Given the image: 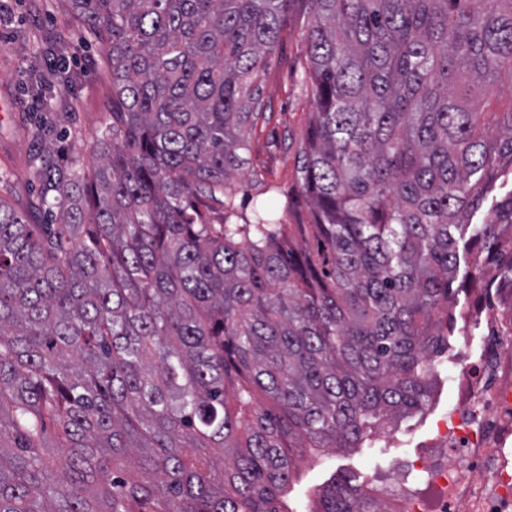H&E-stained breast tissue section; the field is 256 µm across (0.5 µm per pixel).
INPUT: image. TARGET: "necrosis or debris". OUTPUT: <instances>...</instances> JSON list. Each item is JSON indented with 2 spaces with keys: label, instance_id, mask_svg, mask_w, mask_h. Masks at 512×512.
I'll return each mask as SVG.
<instances>
[{
  "label": "necrosis or debris",
  "instance_id": "necrosis-or-debris-1",
  "mask_svg": "<svg viewBox=\"0 0 512 512\" xmlns=\"http://www.w3.org/2000/svg\"><path fill=\"white\" fill-rule=\"evenodd\" d=\"M512 288L479 302V343L465 341L457 398L428 456L378 480L391 512H512Z\"/></svg>",
  "mask_w": 512,
  "mask_h": 512
}]
</instances>
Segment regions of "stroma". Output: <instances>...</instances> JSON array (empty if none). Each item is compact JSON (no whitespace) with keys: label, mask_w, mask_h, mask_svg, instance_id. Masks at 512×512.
Returning a JSON list of instances; mask_svg holds the SVG:
<instances>
[{"label":"stroma","mask_w":512,"mask_h":512,"mask_svg":"<svg viewBox=\"0 0 512 512\" xmlns=\"http://www.w3.org/2000/svg\"><path fill=\"white\" fill-rule=\"evenodd\" d=\"M306 41L300 19L282 33L262 82L270 110L258 121L241 176L246 185L237 200L247 209L261 201L262 184L285 197L298 188L296 145L308 127L310 86L303 81ZM16 105L0 110V197L28 212L31 223L48 224L49 214L35 210L40 189L33 161L50 165L91 166V149L109 119L112 75L102 44L86 35L66 0H0V101ZM429 410L402 421L398 431L379 434L371 445L327 449L313 460H298V476L288 488L292 512H314L317 491L331 477L348 474L361 482L376 480L397 464L423 456L437 436L454 396L449 383L458 374L462 337H454Z\"/></svg>","instance_id":"obj_1"}]
</instances>
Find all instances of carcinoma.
<instances>
[{
	"label": "carcinoma",
	"instance_id": "1",
	"mask_svg": "<svg viewBox=\"0 0 512 512\" xmlns=\"http://www.w3.org/2000/svg\"><path fill=\"white\" fill-rule=\"evenodd\" d=\"M67 2L112 127L91 170H43L53 223L0 199V512H280L295 452L426 411L483 267L512 284V110H479L512 0H299L293 226L230 180L294 0ZM319 499L386 512L350 477Z\"/></svg>",
	"mask_w": 512,
	"mask_h": 512
}]
</instances>
